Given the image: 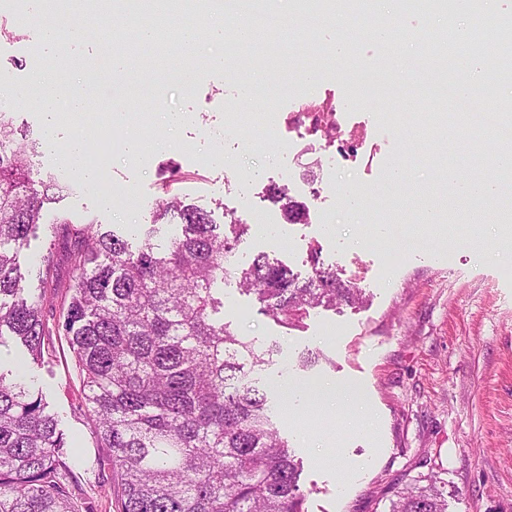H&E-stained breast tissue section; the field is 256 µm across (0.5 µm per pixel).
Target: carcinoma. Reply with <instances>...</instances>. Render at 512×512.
<instances>
[{"label":"carcinoma","mask_w":512,"mask_h":512,"mask_svg":"<svg viewBox=\"0 0 512 512\" xmlns=\"http://www.w3.org/2000/svg\"><path fill=\"white\" fill-rule=\"evenodd\" d=\"M480 55L481 93L512 57V18L483 38ZM37 154L38 142L0 112V344L13 337L35 362L56 333L44 315L55 299L54 253L42 257L38 294L21 256L67 191L51 173L34 178ZM267 196L288 223L302 220L287 188L272 185ZM173 219L181 232L162 251L152 242L156 224ZM56 223L76 242L63 328L87 425L111 452L121 512H305L300 464L270 419L266 392L247 381L276 346L260 348L215 318L224 306L216 285L235 280L287 330L313 308L359 302L361 290L323 267L318 246L303 281L263 254L236 264L211 212L170 191L135 248L92 222ZM70 476L67 441L45 397L0 372V512H80ZM388 512H448V495L436 475H420Z\"/></svg>","instance_id":"1"}]
</instances>
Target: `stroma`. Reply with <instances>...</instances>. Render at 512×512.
<instances>
[{"label":"stroma","instance_id":"obj_1","mask_svg":"<svg viewBox=\"0 0 512 512\" xmlns=\"http://www.w3.org/2000/svg\"><path fill=\"white\" fill-rule=\"evenodd\" d=\"M252 3L272 19L288 17L310 45L306 52L282 47L276 54L281 66L272 72L258 65L270 49L266 39L235 57L243 77L276 79L277 129L261 136L244 126L223 140L211 138V127L224 122L225 104L243 112L256 104L238 83L207 67L208 57L224 46L205 34H198L190 52L173 50L168 60L147 52L125 55L144 90L124 102V120L112 130L126 145L112 157V185L125 201L104 202L64 155L41 154V169L72 190L30 237L27 265L38 269L43 255L54 251L55 292L68 295L67 256L74 242L54 237L50 224L58 214L119 230L133 242L143 225L153 223L168 187L211 210L216 223L249 225L234 245L239 264L264 253L305 279L312 274L309 248L320 245L324 265L360 288L362 303L312 309L303 328L288 332L263 312L255 295L228 283L220 312L240 335L278 347L272 363L252 380L266 391L271 420L301 463L307 512H384L412 477L432 471L445 484L448 512H512V240L501 238L489 212L479 224L421 223L414 196L433 195L442 166L417 162L416 140L390 131V107L364 102L350 79L351 65L327 55L335 29L293 11L289 0ZM21 8L20 0L0 7V25L9 29L0 34V87L19 91L12 114L31 137L41 135L39 99L45 90L61 92L90 70L103 72L89 109L68 113L58 126L60 143H70L76 126L95 121L100 104L125 87L113 76L112 57L102 54L99 22L124 18L127 0H100L95 15H74L51 66L37 43L38 13L18 23L14 16ZM347 42L358 61L383 62L385 75L400 87L405 124L431 111L421 90L428 55L421 43L395 34L379 44L367 22ZM174 60L196 69L192 86L169 80ZM40 68L45 74L38 81L33 74ZM321 105L367 126L372 142L360 148L357 162L343 160L342 147L324 137L297 138L295 114ZM145 113L152 124L142 123ZM332 153L339 160L331 170L326 159ZM394 158L409 163L404 192L396 199L374 191L386 182ZM271 185L286 186L292 200L305 206V223L287 222L280 205L266 196ZM367 203L388 215L389 223H367L361 210ZM397 226L408 240L402 262L389 269L384 255ZM51 342L50 356L28 362L26 379L43 392L68 443L80 450L71 481L82 512H120L110 451L86 423L74 357L64 334ZM316 351L319 361L301 366V357ZM308 382L318 394L305 410L290 412L289 384Z\"/></svg>","mask_w":512,"mask_h":512}]
</instances>
